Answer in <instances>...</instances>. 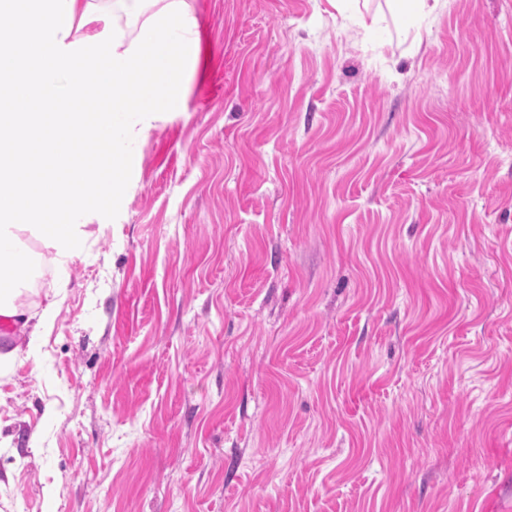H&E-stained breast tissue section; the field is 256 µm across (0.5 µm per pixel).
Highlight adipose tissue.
Listing matches in <instances>:
<instances>
[{
  "instance_id": "1",
  "label": "adipose tissue",
  "mask_w": 512,
  "mask_h": 512,
  "mask_svg": "<svg viewBox=\"0 0 512 512\" xmlns=\"http://www.w3.org/2000/svg\"><path fill=\"white\" fill-rule=\"evenodd\" d=\"M147 1L155 10L127 41L121 19ZM0 16L10 20L0 28V316L17 318L33 267L23 237L61 268L79 254L87 216L112 208L117 173L132 166L135 127L179 109L173 90L197 56L199 22L188 0H112L108 14L90 0H0ZM144 65L150 78L135 79ZM88 75L108 108L98 123L69 110L83 104ZM86 139L96 143L90 157L75 148Z\"/></svg>"
}]
</instances>
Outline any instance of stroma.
<instances>
[{"label":"stroma","instance_id":"obj_1","mask_svg":"<svg viewBox=\"0 0 512 512\" xmlns=\"http://www.w3.org/2000/svg\"><path fill=\"white\" fill-rule=\"evenodd\" d=\"M181 106L25 299L0 512H512V0H190ZM441 0H392V7L399 14L411 15L416 13L433 14ZM62 290V288H60ZM61 290H55L51 297L46 295L47 303L43 308L42 314L35 325L28 331V349L33 353L34 348L40 343L44 329L51 323L54 318L60 299L58 298Z\"/></svg>","mask_w":512,"mask_h":512}]
</instances>
